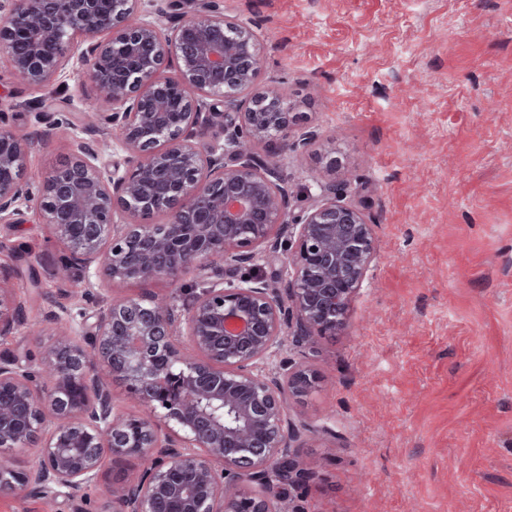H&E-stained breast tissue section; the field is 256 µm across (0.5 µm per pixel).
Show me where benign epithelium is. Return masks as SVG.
<instances>
[{"label": "benign epithelium", "instance_id": "7a95c632", "mask_svg": "<svg viewBox=\"0 0 512 512\" xmlns=\"http://www.w3.org/2000/svg\"><path fill=\"white\" fill-rule=\"evenodd\" d=\"M145 0H0V49L16 79L46 90L77 59L113 131L112 170L99 142L70 138L50 179L23 180L32 138L0 113V223L36 213L68 256L57 269L86 285L92 309L52 313L54 340L38 363L0 354V493L69 500L105 462L142 469L107 486L112 512H278L315 474L297 459L327 425H296L293 401L315 387L284 355L287 337L336 333L368 278L373 225L346 201L352 178L313 176L310 204L292 205L281 161L262 144L300 155L315 131L289 137L287 93L259 89L258 32L216 0L194 12L171 0L170 31ZM165 212L169 221L146 217ZM81 235L71 237L70 225ZM279 264L273 285L246 273ZM191 275V301L112 293ZM0 267V335L41 336ZM145 407L126 414L106 377ZM36 450L28 467L19 449Z\"/></svg>", "mask_w": 512, "mask_h": 512}]
</instances>
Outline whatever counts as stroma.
I'll use <instances>...</instances> for the list:
<instances>
[{
  "label": "stroma",
  "mask_w": 512,
  "mask_h": 512,
  "mask_svg": "<svg viewBox=\"0 0 512 512\" xmlns=\"http://www.w3.org/2000/svg\"><path fill=\"white\" fill-rule=\"evenodd\" d=\"M261 37L259 86L288 91L319 135L284 170L296 207L332 141L372 222L376 259L344 326L286 344L319 375L290 417L330 421L305 439L316 472L285 512H512V0H218ZM57 126L28 155L39 183L69 155L70 123L96 98L80 63L55 95L17 84L0 55V110L19 134ZM25 318L85 307L56 268L64 247L36 219L1 224ZM112 512L95 488L74 501L0 494V512Z\"/></svg>",
  "instance_id": "1"
}]
</instances>
